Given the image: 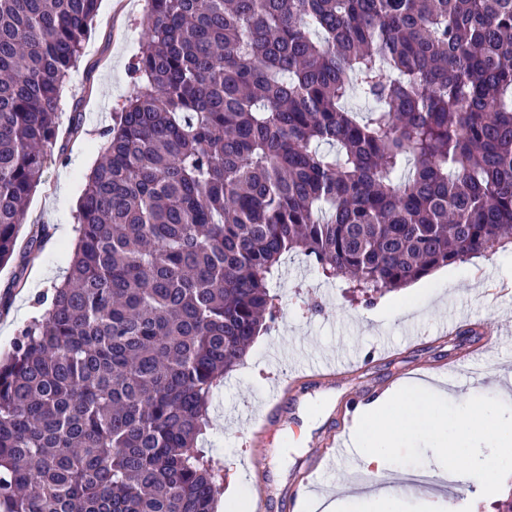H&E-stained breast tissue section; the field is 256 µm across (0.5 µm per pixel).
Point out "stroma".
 Listing matches in <instances>:
<instances>
[{
	"instance_id": "1",
	"label": "stroma",
	"mask_w": 512,
	"mask_h": 512,
	"mask_svg": "<svg viewBox=\"0 0 512 512\" xmlns=\"http://www.w3.org/2000/svg\"><path fill=\"white\" fill-rule=\"evenodd\" d=\"M146 26L145 0H102L83 55L72 70L61 100V133L32 196L20 230V243L42 242L39 258L0 267V352L44 311L55 284L61 283L75 240V219L86 177L100 160L103 133L136 86L131 69ZM80 122L69 135L72 122ZM21 287H13L14 277ZM426 294L406 297L397 290L365 304L344 281L321 277L304 255L283 256L272 281L280 310L270 331L255 338L243 362L224 377L211 399L210 426L199 441L206 455L224 465L222 492L256 483L273 485L266 512H295L291 487L310 469L322 439L346 432L348 401L373 399L388 389L413 383L420 367H434L430 383L469 392L470 373L458 370L472 357L484 390L512 376V247L443 268L427 279ZM479 331V338L449 343L444 329L455 323ZM353 352L358 360L326 382L301 375L304 356L333 357ZM281 403L270 419L278 449L262 471L251 465L253 430L242 415L258 410L270 389ZM476 441L461 469L475 473L481 489L480 512H496L502 482L480 471L490 455Z\"/></svg>"
}]
</instances>
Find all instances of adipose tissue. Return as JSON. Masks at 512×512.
I'll return each mask as SVG.
<instances>
[{"label":"adipose tissue","mask_w":512,"mask_h":512,"mask_svg":"<svg viewBox=\"0 0 512 512\" xmlns=\"http://www.w3.org/2000/svg\"><path fill=\"white\" fill-rule=\"evenodd\" d=\"M477 436L490 437L504 447V456L492 461L489 469L502 479L512 478V425L500 420L489 392L471 393L462 406L449 402L446 391L424 384L384 393L364 413L353 434L359 467L373 482L368 492L349 498V507L354 512H389L399 499L387 484L392 458L396 449L420 438L431 440L440 451L436 476L465 482L456 459Z\"/></svg>","instance_id":"obj_1"}]
</instances>
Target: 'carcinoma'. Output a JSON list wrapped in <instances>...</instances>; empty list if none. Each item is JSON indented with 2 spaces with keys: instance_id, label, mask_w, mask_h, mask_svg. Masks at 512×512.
Segmentation results:
<instances>
[{
  "instance_id": "1",
  "label": "carcinoma",
  "mask_w": 512,
  "mask_h": 512,
  "mask_svg": "<svg viewBox=\"0 0 512 512\" xmlns=\"http://www.w3.org/2000/svg\"><path fill=\"white\" fill-rule=\"evenodd\" d=\"M146 2L68 273L0 358V512H216L197 440L284 254L371 299L512 240V0ZM98 4L0 0V266Z\"/></svg>"
}]
</instances>
